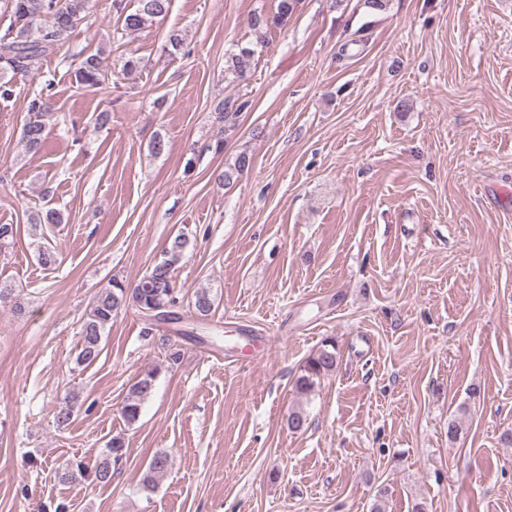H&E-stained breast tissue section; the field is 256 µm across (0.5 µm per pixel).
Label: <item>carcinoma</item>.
I'll return each instance as SVG.
<instances>
[{
	"mask_svg": "<svg viewBox=\"0 0 512 512\" xmlns=\"http://www.w3.org/2000/svg\"><path fill=\"white\" fill-rule=\"evenodd\" d=\"M91 0H0V97L12 95L11 84L19 76L31 74L40 61L70 43L72 34L85 21L91 8ZM118 0L114 7L119 11L116 30L123 35L140 31L164 19L169 12L170 0H134L133 10L121 6ZM295 7V0H279L277 15L269 19L261 14L253 15L251 26L259 31L270 24L280 25L288 21ZM256 44L238 46L225 54V76L234 82H244L254 66ZM76 83L81 87L100 90L110 88L112 73L104 64L102 51L85 56L74 68ZM247 106L246 102L224 99L216 106V120L220 123L233 119ZM30 113L23 126L22 141L29 150H37L45 139L48 121L52 119L47 101L42 94L32 97L27 105ZM251 166V157L241 152L233 162L224 166L218 181L228 186ZM33 224H61L63 217L55 208L41 209L30 215ZM190 240L183 234L175 236L164 251L161 261L142 277L139 283L129 289L119 280L112 279L108 286L100 289L93 297L86 318L81 327L80 348L77 363L90 365L100 356L102 338L107 327L118 312L132 306L148 319L157 318L175 322L179 316L174 311L179 300L172 286V272L182 259ZM213 310V299L209 289L199 288L195 292L194 313L200 319L207 318ZM338 352L334 340L327 338L310 354L295 380V390L310 394L316 384L336 370ZM158 370H151L132 384L121 407L123 420L132 425L138 421L143 402L153 390ZM125 442L114 436L107 448L97 458L93 476L100 484L112 480L116 466L124 455ZM169 467V456L164 452L155 453L149 461L142 478L145 489L156 487V478Z\"/></svg>",
	"mask_w": 512,
	"mask_h": 512,
	"instance_id": "cac0c4a2",
	"label": "carcinoma"
}]
</instances>
